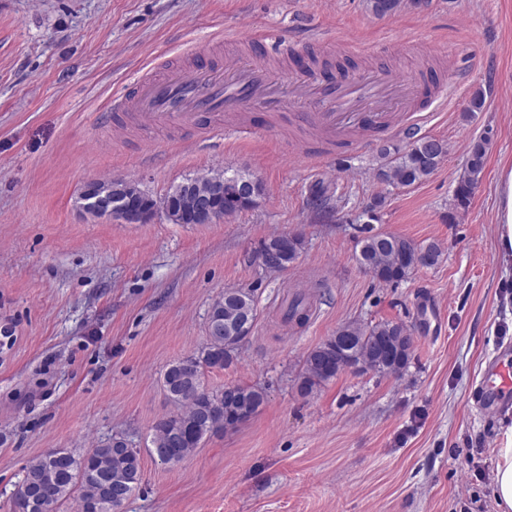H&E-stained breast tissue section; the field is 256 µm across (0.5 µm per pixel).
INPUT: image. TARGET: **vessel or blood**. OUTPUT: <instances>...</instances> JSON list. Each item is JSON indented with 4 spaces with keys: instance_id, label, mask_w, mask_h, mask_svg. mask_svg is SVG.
Segmentation results:
<instances>
[{
    "instance_id": "obj_1",
    "label": "vessel or blood",
    "mask_w": 512,
    "mask_h": 512,
    "mask_svg": "<svg viewBox=\"0 0 512 512\" xmlns=\"http://www.w3.org/2000/svg\"><path fill=\"white\" fill-rule=\"evenodd\" d=\"M452 90L449 84L430 87L404 80L376 65L336 76L307 70L282 79L274 67L261 63L209 60L142 74L132 90L118 97L117 109L134 113L149 130L205 125L211 133L231 136L240 132L243 104L273 115L299 104L301 119L333 150L354 138L391 132L414 113L437 111ZM479 406L486 414L512 409V356H498L482 371Z\"/></svg>"
}]
</instances>
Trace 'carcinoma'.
<instances>
[{
	"label": "carcinoma",
	"mask_w": 512,
	"mask_h": 512,
	"mask_svg": "<svg viewBox=\"0 0 512 512\" xmlns=\"http://www.w3.org/2000/svg\"><path fill=\"white\" fill-rule=\"evenodd\" d=\"M487 141L480 138L469 148L467 163L459 175L454 189V208L466 209L486 167ZM448 154L447 143L432 136H422L407 148L384 146L376 177L391 185L408 188L432 175ZM246 176L233 172L224 174V215H233L254 205L232 194L230 189ZM268 240L285 249L283 268L293 264L300 253L302 240L296 234H275ZM359 264L374 278L385 283L406 279L416 269V251H429L439 260L441 251L434 242L410 245L399 237L387 234H368L358 241ZM239 307L228 304L220 297L212 304L208 324H224L232 319ZM289 319L303 320L307 316V303L300 296L287 306ZM397 335H408L406 326L392 321L375 325L348 322L340 327V334L353 337V347L369 362L377 373L398 375L406 368L410 354L404 350L387 352L382 347L389 328ZM237 351H224V337L209 336L199 355L193 357V367L181 361L170 365L163 377V388L169 399L178 405L171 416L159 420L154 426L151 445L169 448L183 460L209 436L238 424L256 414L264 405L265 392L257 386L242 385L235 402L224 398V390L212 389L205 383V371L223 369L234 362ZM336 359L330 345L322 343L308 352L299 376L298 392L307 396L326 380L324 365ZM50 474V483L43 487V512H56L68 500L75 502V512H116L136 490L141 480V461L135 455L116 456L112 453V440H107L84 454L68 448H57L35 458L24 467L23 476L13 494L14 512H23L34 488L33 478Z\"/></svg>",
	"instance_id": "obj_1"
}]
</instances>
